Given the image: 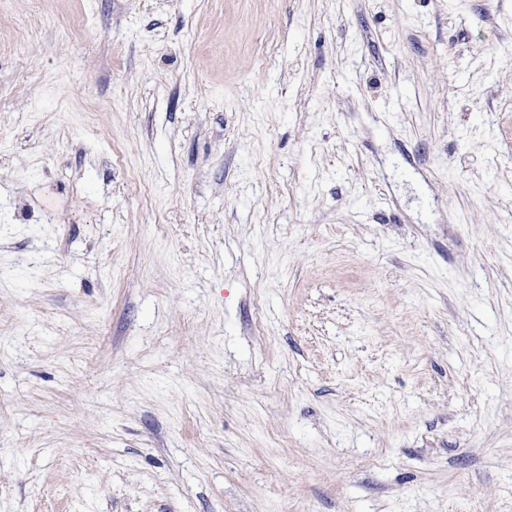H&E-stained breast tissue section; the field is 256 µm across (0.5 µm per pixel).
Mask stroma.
I'll list each match as a JSON object with an SVG mask.
<instances>
[{"instance_id":"obj_1","label":"stroma","mask_w":512,"mask_h":512,"mask_svg":"<svg viewBox=\"0 0 512 512\" xmlns=\"http://www.w3.org/2000/svg\"><path fill=\"white\" fill-rule=\"evenodd\" d=\"M0 512H512V0H0Z\"/></svg>"}]
</instances>
